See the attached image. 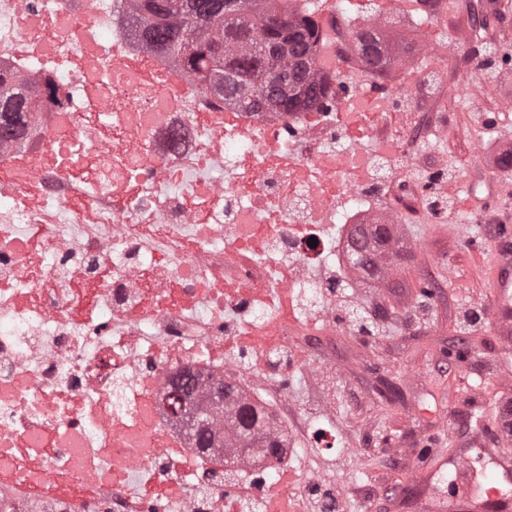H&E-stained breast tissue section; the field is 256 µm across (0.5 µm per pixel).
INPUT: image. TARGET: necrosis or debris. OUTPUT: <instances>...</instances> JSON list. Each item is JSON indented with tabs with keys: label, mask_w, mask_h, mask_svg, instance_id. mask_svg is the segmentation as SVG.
I'll return each mask as SVG.
<instances>
[{
	"label": "necrosis or debris",
	"mask_w": 512,
	"mask_h": 512,
	"mask_svg": "<svg viewBox=\"0 0 512 512\" xmlns=\"http://www.w3.org/2000/svg\"><path fill=\"white\" fill-rule=\"evenodd\" d=\"M132 0H0V68L46 94L26 135L0 144V512H274L298 492L280 465L248 487L209 489L181 460L216 470L251 453L215 422L202 453L164 405L191 367L198 399L224 381L238 397L272 380L297 410L295 379L236 352H287L285 308L336 333L314 267H346L359 225L400 231L368 207L377 157L414 164L412 124L391 111L404 83L353 72L346 94L308 112H245L127 32ZM350 142L337 144V132ZM316 246H309V239Z\"/></svg>",
	"instance_id": "necrosis-or-debris-1"
}]
</instances>
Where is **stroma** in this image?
<instances>
[{
	"instance_id": "stroma-1",
	"label": "stroma",
	"mask_w": 512,
	"mask_h": 512,
	"mask_svg": "<svg viewBox=\"0 0 512 512\" xmlns=\"http://www.w3.org/2000/svg\"><path fill=\"white\" fill-rule=\"evenodd\" d=\"M313 2L339 15L351 36L364 19L384 10L387 0ZM476 15L485 18L487 31H474ZM429 34L436 41L452 39L459 52L430 77H407L417 129L411 150L422 160L415 172L399 163L383 166L386 187L378 200L382 208L396 200L405 208L396 273L380 287L367 279L347 289V296L364 308L371 333L357 331L349 311H341L327 379L297 387L305 406L299 420L327 424L353 450L341 457L304 442L294 460L299 473L308 476L329 467L331 480L321 491L341 498L343 512H359L364 500L376 503V512H415V478L428 475L439 460L468 451L462 438H449L439 425L453 413L479 418L487 447L512 449V439L494 434L496 405L512 401V391L491 381L505 338L489 312H482L473 326L460 321L461 311L473 300L486 302L493 294L483 271L496 246V225H512V200L499 198L495 181H478L484 207L470 208L466 193L457 192L448 224L431 218L422 189L439 158H447L459 179L478 166L477 155L459 131L479 116L492 118L493 137L512 141V114L498 112L503 92L512 89V65L477 82L471 66L461 60L481 45L512 55V0L500 5L494 0H443ZM465 222L475 227L474 241L458 232ZM385 384L396 391L388 401L378 396Z\"/></svg>"
}]
</instances>
